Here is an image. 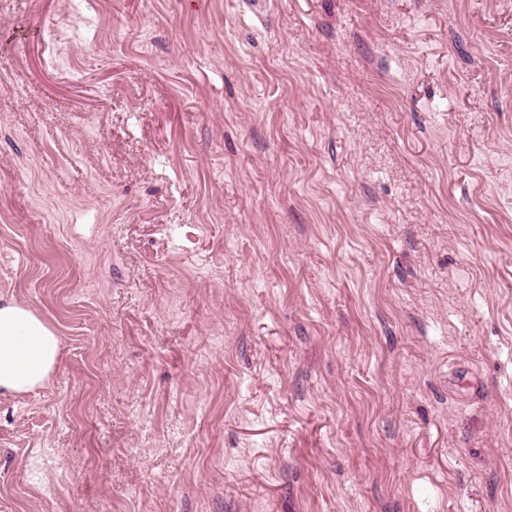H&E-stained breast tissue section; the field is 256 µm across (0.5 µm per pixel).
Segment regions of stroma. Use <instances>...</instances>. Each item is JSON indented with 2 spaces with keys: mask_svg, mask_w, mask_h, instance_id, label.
<instances>
[{
  "mask_svg": "<svg viewBox=\"0 0 512 512\" xmlns=\"http://www.w3.org/2000/svg\"><path fill=\"white\" fill-rule=\"evenodd\" d=\"M0 294V512H512V0H0ZM61 361L58 329L28 304L0 295V396L46 387Z\"/></svg>",
  "mask_w": 512,
  "mask_h": 512,
  "instance_id": "35a3bbf8",
  "label": "stroma"
}]
</instances>
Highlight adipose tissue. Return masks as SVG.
Segmentation results:
<instances>
[{
  "instance_id": "ef3b65f1",
  "label": "adipose tissue",
  "mask_w": 512,
  "mask_h": 512,
  "mask_svg": "<svg viewBox=\"0 0 512 512\" xmlns=\"http://www.w3.org/2000/svg\"><path fill=\"white\" fill-rule=\"evenodd\" d=\"M61 361L58 329L28 304L0 295V396L46 387Z\"/></svg>"
}]
</instances>
